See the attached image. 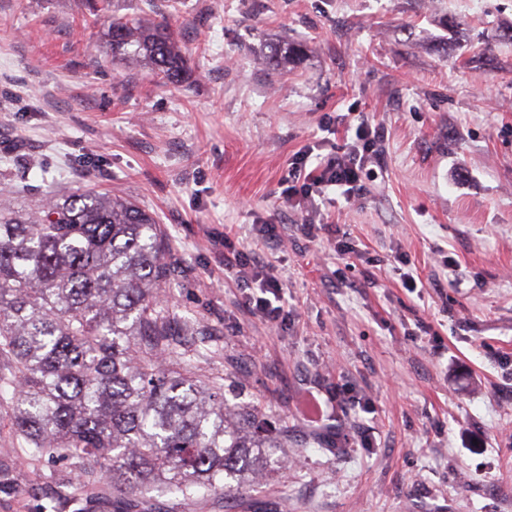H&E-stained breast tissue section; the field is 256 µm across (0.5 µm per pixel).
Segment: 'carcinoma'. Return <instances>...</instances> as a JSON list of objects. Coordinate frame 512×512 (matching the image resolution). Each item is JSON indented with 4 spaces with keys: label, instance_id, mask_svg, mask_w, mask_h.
Here are the masks:
<instances>
[{
    "label": "carcinoma",
    "instance_id": "carcinoma-1",
    "mask_svg": "<svg viewBox=\"0 0 512 512\" xmlns=\"http://www.w3.org/2000/svg\"><path fill=\"white\" fill-rule=\"evenodd\" d=\"M105 38L165 83L189 76L167 22L112 16ZM299 52L275 44L263 62L285 68ZM11 194L0 173V394H14L25 458L91 462L119 496L151 485L191 502L250 485L286 431L224 399L221 378L180 371L197 326L161 302L176 267L155 218L108 192L47 191L20 210Z\"/></svg>",
    "mask_w": 512,
    "mask_h": 512
}]
</instances>
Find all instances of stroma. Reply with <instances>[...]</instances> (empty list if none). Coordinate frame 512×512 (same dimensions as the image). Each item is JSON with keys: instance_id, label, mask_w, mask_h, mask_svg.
Here are the masks:
<instances>
[{"instance_id": "35a3bbf8", "label": "stroma", "mask_w": 512, "mask_h": 512, "mask_svg": "<svg viewBox=\"0 0 512 512\" xmlns=\"http://www.w3.org/2000/svg\"><path fill=\"white\" fill-rule=\"evenodd\" d=\"M109 12L167 20L191 49L189 84L113 58L86 0H0L13 203L92 188L153 213L183 270L165 303L204 329L197 377L223 376L230 402L288 428L242 494L188 504L145 487L138 512H512V44L496 40L512 0H110ZM444 13L467 20L469 52L440 48ZM270 42L304 56L265 68ZM363 121L381 160L354 197L287 202L290 164L348 152ZM309 214L337 233L309 240ZM257 224L279 225V240H257ZM228 238L287 283L283 321L253 317L246 284L225 278ZM310 391L344 453L304 421ZM12 408L0 397V512H48L51 489L78 492L81 512H121L74 459L28 463Z\"/></svg>"}]
</instances>
